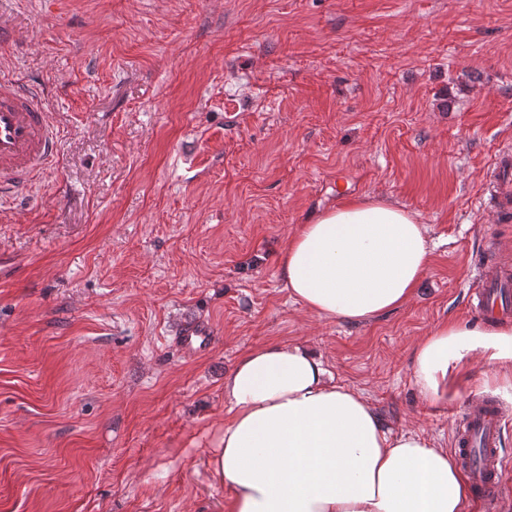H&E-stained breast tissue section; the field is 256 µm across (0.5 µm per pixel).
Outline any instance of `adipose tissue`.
I'll return each mask as SVG.
<instances>
[{
	"label": "adipose tissue",
	"mask_w": 512,
	"mask_h": 512,
	"mask_svg": "<svg viewBox=\"0 0 512 512\" xmlns=\"http://www.w3.org/2000/svg\"><path fill=\"white\" fill-rule=\"evenodd\" d=\"M424 225L375 196L320 211L281 255L292 297L321 318L363 324L415 295L431 261ZM485 355L512 384V326L444 322L422 337L412 378L421 400L448 403V369ZM228 417L208 467L227 512H466L470 483L447 449L385 428L376 409L335 382L300 344L253 349L224 380Z\"/></svg>",
	"instance_id": "obj_1"
}]
</instances>
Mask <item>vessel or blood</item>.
I'll use <instances>...</instances> for the list:
<instances>
[{
	"label": "vessel or blood",
	"instance_id": "1",
	"mask_svg": "<svg viewBox=\"0 0 512 512\" xmlns=\"http://www.w3.org/2000/svg\"><path fill=\"white\" fill-rule=\"evenodd\" d=\"M57 155V131L34 90L18 80L0 77V199L30 188L36 176ZM490 209L500 215L512 211V151L500 152L490 175ZM500 245H492L475 270L479 283L469 300L473 313L488 320L512 318V260L501 259ZM206 328L193 324L178 338L182 350L195 353L211 347ZM512 411L495 398L469 404L455 423L453 451L485 505L493 512L506 461L503 431Z\"/></svg>",
	"mask_w": 512,
	"mask_h": 512
}]
</instances>
